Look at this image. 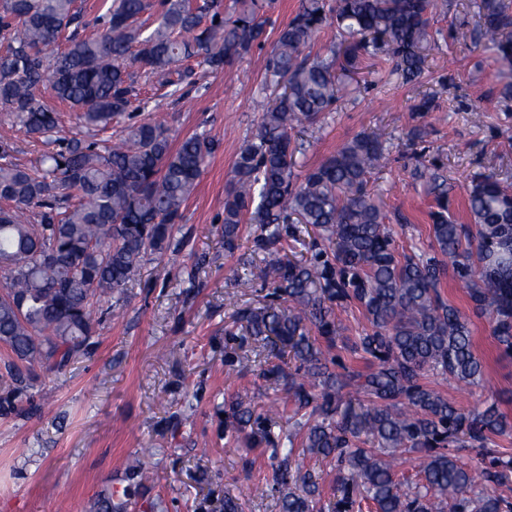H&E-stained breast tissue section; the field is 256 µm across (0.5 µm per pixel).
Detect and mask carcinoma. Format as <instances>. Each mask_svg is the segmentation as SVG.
<instances>
[{
	"label": "carcinoma",
	"mask_w": 512,
	"mask_h": 512,
	"mask_svg": "<svg viewBox=\"0 0 512 512\" xmlns=\"http://www.w3.org/2000/svg\"><path fill=\"white\" fill-rule=\"evenodd\" d=\"M434 0H301L266 61L281 87L241 147L224 200V247L241 224L258 225L264 256L250 275L272 286L278 306L236 308L234 324L294 366L267 377L286 393L283 407L224 402V438L268 453L278 512H512L496 492L512 476V420L493 402L464 409L433 386L453 380L485 390L494 378L474 350L470 316L448 303L452 274L472 313L488 318L492 338L512 357V182L471 177L472 223L448 210V178L419 163L414 177L433 196L430 251L408 254L386 224L383 201L368 183L383 167L382 135L363 132L304 175L303 124L316 122L348 93L338 71L362 64L403 82L418 79L437 47ZM483 35L512 65V0H476ZM148 0H111L94 20L99 34L80 37L76 0H0V112L33 139L60 131L59 113L36 90L106 132L138 96L129 61L164 76L174 96L192 84L191 59L218 73L261 44L263 5L242 0L224 14L222 0H161L154 27L141 16ZM334 24L347 34L326 56L306 54ZM58 148L24 167L0 143V344L13 361L0 376L15 395L28 391L36 367L61 370L92 347L94 305L123 292L151 254L169 248L174 224L194 192L215 142L193 134L172 147L161 122L134 123L126 137L58 138ZM36 210L37 223L27 222ZM282 224H293L291 239ZM312 239L314 254L297 256ZM359 312L367 327L343 336L342 315ZM340 347L367 360L348 365ZM293 429L285 431L282 420ZM483 465L470 469L460 453ZM338 471L323 501L306 457ZM410 461L414 473L398 475ZM131 486L98 498L93 512H127Z\"/></svg>",
	"instance_id": "obj_1"
}]
</instances>
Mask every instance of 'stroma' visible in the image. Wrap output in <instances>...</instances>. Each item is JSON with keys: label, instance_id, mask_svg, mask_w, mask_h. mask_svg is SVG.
Segmentation results:
<instances>
[{"label": "stroma", "instance_id": "obj_1", "mask_svg": "<svg viewBox=\"0 0 512 512\" xmlns=\"http://www.w3.org/2000/svg\"><path fill=\"white\" fill-rule=\"evenodd\" d=\"M300 0H271L265 40L224 72H196L184 99L165 96L160 77L147 87L146 107L112 126L164 118L174 141L204 133L217 143L176 224L171 247L150 255L136 282L106 303L90 353L60 371L38 370L18 413L0 415V512H92L98 494L119 491L136 459L148 461L153 480L141 500H161L164 512H215L225 494L242 495L243 512H276L273 498H252V483L271 476L266 453L227 450L225 398L266 400L269 383L260 365L237 372L233 357L250 353L252 338L231 336L235 306L269 304V290L250 280L261 258L256 234L245 230L234 251L224 248V199L237 154L270 100L264 59ZM439 47L421 78L405 84L363 73L356 90L333 111L306 125L299 162L318 165L361 132L386 140L387 163L369 182L395 225L403 247L426 248L433 199L413 170L418 160L438 163L451 185L450 212L469 221L471 175L493 173L512 182V109L505 108L500 66L476 39L470 0H448L437 12ZM437 107L417 111L423 95ZM484 113L482 123L474 110ZM422 137L410 139L413 129ZM475 348L494 377V391L453 381L441 389L465 408L499 399L512 418V360L500 356L488 319L472 318ZM167 358H159L158 349Z\"/></svg>", "mask_w": 512, "mask_h": 512}]
</instances>
